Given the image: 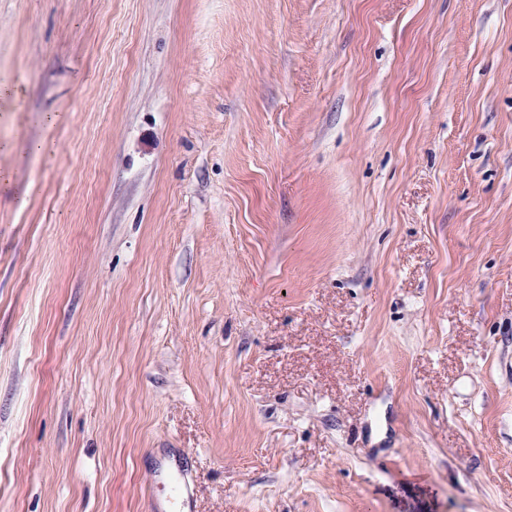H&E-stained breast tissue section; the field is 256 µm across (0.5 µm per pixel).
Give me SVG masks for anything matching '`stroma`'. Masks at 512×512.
<instances>
[{
    "mask_svg": "<svg viewBox=\"0 0 512 512\" xmlns=\"http://www.w3.org/2000/svg\"><path fill=\"white\" fill-rule=\"evenodd\" d=\"M1 85L0 512H512V0H0Z\"/></svg>",
    "mask_w": 512,
    "mask_h": 512,
    "instance_id": "35a3bbf8",
    "label": "stroma"
}]
</instances>
